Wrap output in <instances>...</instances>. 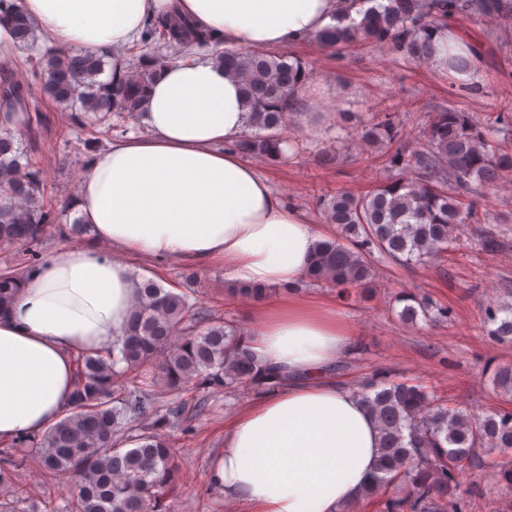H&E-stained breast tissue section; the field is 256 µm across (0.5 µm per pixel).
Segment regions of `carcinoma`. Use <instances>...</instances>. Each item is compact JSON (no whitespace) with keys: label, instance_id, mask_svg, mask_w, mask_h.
<instances>
[{"label":"carcinoma","instance_id":"obj_1","mask_svg":"<svg viewBox=\"0 0 512 512\" xmlns=\"http://www.w3.org/2000/svg\"><path fill=\"white\" fill-rule=\"evenodd\" d=\"M370 4L358 23L333 28L318 37L329 51L342 53L369 43H384L409 61L428 62L436 53L430 40L435 28L459 13L471 12L491 21L512 18V0H350ZM0 25L9 45L37 43L36 26L19 0H0ZM209 32L156 16L146 23L143 38L125 49L131 70L122 84L101 81L104 56L50 46L26 59L34 81L10 76L0 63V244L27 246V267L40 263L37 250L57 213L47 200L32 150L17 137L20 127L39 120L38 98L68 109L84 129L82 115L91 113L109 133L122 128L112 117L140 112L144 86L152 69L189 45L210 47ZM243 81L248 128L231 145L246 155L276 160L282 156V130L290 101L310 77L303 63L265 50L226 49L217 54ZM363 137L388 139L389 163L398 174L363 194L338 193L322 202L326 222L339 234L319 242L305 279L339 289L370 292L376 280L375 255L403 265L434 261L448 252L462 224H482L485 215L464 198L475 186L492 185L512 169V117L498 112L482 125L467 113L437 109L412 148L399 137L396 115L385 109L364 125ZM22 273L0 272V311L11 302ZM270 289L239 284L231 289L253 301ZM191 287L173 291L148 279L139 286L135 309L123 336L97 353L75 359L71 406L42 435L13 442L32 448L49 471L71 475L74 485L62 512H166L165 501L178 489L177 467L166 430L193 431L183 418L184 404L155 407L161 387L172 395L204 393L244 386L270 391L281 376L262 367L243 341L241 326L216 319L191 301ZM398 316L435 324L448 310L424 297L401 292ZM488 335L512 342V316L490 309ZM492 382L512 399V366L493 369ZM357 394L366 403L382 438L380 475L361 498L378 500L382 512H463L458 473L464 462L481 465L479 453H496L495 462L512 485V411H492L476 418L469 409L438 399L410 382H371ZM127 425L138 428L123 444L115 436ZM392 494H387L389 487Z\"/></svg>","mask_w":512,"mask_h":512}]
</instances>
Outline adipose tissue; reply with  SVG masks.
<instances>
[{"label":"adipose tissue","mask_w":512,"mask_h":512,"mask_svg":"<svg viewBox=\"0 0 512 512\" xmlns=\"http://www.w3.org/2000/svg\"><path fill=\"white\" fill-rule=\"evenodd\" d=\"M53 43L112 52L149 18L168 15L218 32L228 47L293 46L357 18L348 0H22ZM141 136L113 140L86 166L70 206L95 233L25 273L0 312V443L55 424L71 403L74 359L110 347L130 316L138 281L131 258L197 268L270 286L248 311L247 345L283 375L224 426L210 476L225 504L247 512H338L356 503L381 457L379 430L353 388L331 371L352 341L328 305L294 291L322 236L288 208L266 177L227 142L247 123L241 81L212 57L154 68ZM120 258L104 254V247Z\"/></svg>","instance_id":"1"}]
</instances>
